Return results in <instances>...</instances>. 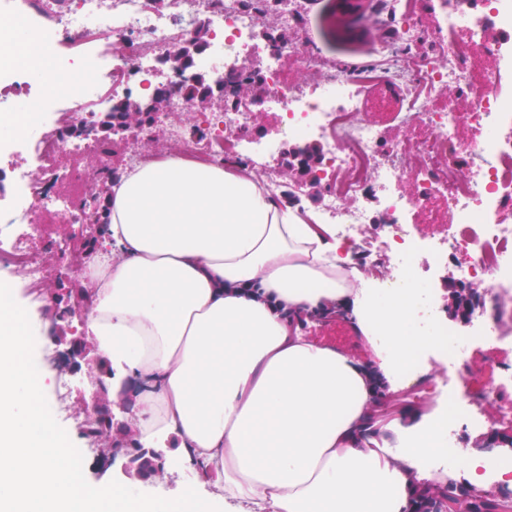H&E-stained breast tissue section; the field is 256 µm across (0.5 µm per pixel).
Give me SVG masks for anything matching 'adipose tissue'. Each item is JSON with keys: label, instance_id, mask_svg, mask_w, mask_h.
<instances>
[{"label": "adipose tissue", "instance_id": "obj_1", "mask_svg": "<svg viewBox=\"0 0 512 512\" xmlns=\"http://www.w3.org/2000/svg\"><path fill=\"white\" fill-rule=\"evenodd\" d=\"M108 216L85 333L143 447L176 445L172 465H199L224 512H415L447 415L389 419L392 449L363 434L378 387L404 386L435 341L409 330L411 289L363 277L331 225L243 165L142 163L113 181ZM338 304L372 365L302 336V315Z\"/></svg>", "mask_w": 512, "mask_h": 512}]
</instances>
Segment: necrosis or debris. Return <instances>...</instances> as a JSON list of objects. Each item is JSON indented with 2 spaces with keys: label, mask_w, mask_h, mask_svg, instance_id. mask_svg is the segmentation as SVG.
<instances>
[{
  "label": "necrosis or debris",
  "mask_w": 512,
  "mask_h": 512,
  "mask_svg": "<svg viewBox=\"0 0 512 512\" xmlns=\"http://www.w3.org/2000/svg\"><path fill=\"white\" fill-rule=\"evenodd\" d=\"M397 31L381 42L374 61L344 66L324 57L315 43L301 46L262 39L258 0H174L168 10L147 7L146 0H0V38L22 29L27 41L22 58H0V180L13 192L0 203V272L40 292L55 268L31 243L55 242L66 252L68 272L83 276L91 257L62 242L54 228L87 224L93 188L72 183L65 162L94 152L98 117L128 97L139 83H158L168 94V108L155 115L139 135L122 131L129 165L146 156L179 155L207 163L263 165L278 141L254 139L255 112L278 122V140L317 144L323 162L317 172L325 189L319 221L334 225L336 237L357 254L371 251L365 225L382 227L379 247L387 271L386 287L412 288L420 303L416 328L440 336L456 379L445 391L450 400L467 398L462 412L448 422L443 452L427 463L459 469L458 449L465 432L484 434L512 426V364L502 365L501 379L483 398L468 397L469 350L474 338L491 336L512 346V0H440V19L431 34L442 51L435 58L419 52L421 31L414 0H377ZM210 41L194 70L221 84L224 107L207 115L197 135L185 120L194 108L182 89L189 72L155 81L165 69L171 46L198 26ZM491 55L495 67L467 108L440 104L448 86L469 88L472 73L455 57L460 48ZM262 62L260 71L247 60ZM78 71L66 93L52 89L58 74ZM193 70V71H194ZM321 72V81L293 84L292 72ZM402 97L401 123L423 128L419 137L387 141L365 111L364 93L380 82ZM259 83L258 100L244 94ZM471 123L478 135L461 142L458 130ZM412 190H405V183ZM445 208L430 234L415 232L411 219ZM427 254V269H448L463 284L482 283L491 292L496 314L484 308L471 315L470 335H459L439 316L434 282L416 257ZM497 404L487 415L485 400Z\"/></svg>",
  "instance_id": "necrosis-or-debris-1"
}]
</instances>
